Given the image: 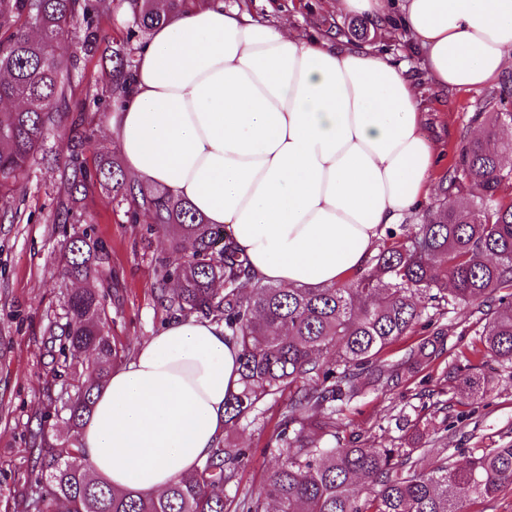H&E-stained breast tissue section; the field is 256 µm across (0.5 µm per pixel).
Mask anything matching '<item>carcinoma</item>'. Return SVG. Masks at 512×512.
<instances>
[{
  "mask_svg": "<svg viewBox=\"0 0 512 512\" xmlns=\"http://www.w3.org/2000/svg\"><path fill=\"white\" fill-rule=\"evenodd\" d=\"M133 23L146 32L180 13L186 0H131ZM112 11L109 0H0V18L21 24L0 39V100L20 99L18 110L0 109V189L16 183L41 150L44 132L59 122L67 78L58 45L76 37L93 53L102 41L97 18ZM338 37L370 41L368 27L351 22L330 27ZM112 92H123L134 59L112 47ZM489 110L477 113L483 133L460 138L438 173L443 195H463L456 207L430 204L420 222L397 237L388 234L368 264L341 283L324 288L261 285L245 296L247 259L224 227L208 224L188 202L159 187H134L112 158L97 161L99 185L131 201L133 215L168 234L175 259L160 266L158 300L173 318L196 316L224 324L240 342V382L225 401V425L234 427L257 412L267 397L289 390L285 421L275 435L279 463L257 495L235 503V512H464L473 497L493 498L512 488V445L469 448L460 464L444 458L419 467L416 448H363L341 440L340 421L372 376L397 386L409 373L430 367L446 350L448 329L440 323L460 307L476 306L487 322L475 330L482 349L474 364L448 367L474 397L485 393V365L512 369V302L494 295L512 288V101L489 95ZM64 280L101 275L98 245L87 231L70 235L60 254ZM62 352L68 368L95 352V380L53 402V414L78 430L92 409L94 392L118 358L106 330L104 295L93 288L67 294ZM426 329L400 360L383 350ZM247 449L220 440L196 471L157 495L115 489L95 479L82 454L39 435L29 507L33 512H226L225 488L247 462ZM366 486L367 506L354 493Z\"/></svg>",
  "mask_w": 512,
  "mask_h": 512,
  "instance_id": "obj_1",
  "label": "carcinoma"
}]
</instances>
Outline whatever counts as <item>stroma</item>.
I'll list each match as a JSON object with an SVG mask.
<instances>
[{"mask_svg": "<svg viewBox=\"0 0 512 512\" xmlns=\"http://www.w3.org/2000/svg\"><path fill=\"white\" fill-rule=\"evenodd\" d=\"M279 3L284 7L281 20L305 34L350 21L331 8L330 0ZM101 27L109 45L134 50L148 38L134 25L129 0H114ZM372 42L392 46L394 55L407 60L424 93L432 94L416 50L395 28L374 27ZM60 52L78 58L67 92L69 110L46 136L47 159L36 160L13 190L0 193V512H25L24 500L35 478L31 431L43 430L61 446L70 442L68 426L44 416L51 399L71 390L74 383L53 333L62 320L66 294L78 287L58 273L66 236L87 228L104 248V266L112 276L93 279L90 285L110 296L108 331L122 359L131 358L170 319L155 292L160 264L170 257L165 234L150 230L146 219L132 220L130 203L114 198L95 179H87L77 196L66 192L71 156H78L91 171L98 157H115L119 151L109 127L110 58L82 57L74 39L62 42ZM484 99L481 90H455L434 100L428 128L439 136L444 151L457 145L462 131L476 128L474 116L482 111ZM447 321V350L429 374H417L393 390L364 388L347 413L343 434L357 435L365 448H390L418 436L425 466L445 457L463 462L469 448L512 446V373L488 364L490 390L483 398H472L446 371L475 344L477 317L461 307L448 314ZM287 403V395H276L262 403L255 422L224 430L226 443L252 453L250 463L229 483L228 496L256 494L277 463L272 442ZM406 403L419 407L420 418L399 429L392 417Z\"/></svg>", "mask_w": 512, "mask_h": 512, "instance_id": "1", "label": "stroma"}]
</instances>
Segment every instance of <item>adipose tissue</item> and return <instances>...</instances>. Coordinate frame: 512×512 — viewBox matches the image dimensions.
I'll return each instance as SVG.
<instances>
[{
	"instance_id": "adipose-tissue-1",
	"label": "adipose tissue",
	"mask_w": 512,
	"mask_h": 512,
	"mask_svg": "<svg viewBox=\"0 0 512 512\" xmlns=\"http://www.w3.org/2000/svg\"><path fill=\"white\" fill-rule=\"evenodd\" d=\"M397 25L437 91L496 81L512 59V0H336ZM428 102L392 54L288 31L222 0L154 28L114 106L137 184L223 225L250 286L322 288L363 268L432 192ZM221 324L173 319L113 370L77 433L93 474L157 494L204 461L238 387Z\"/></svg>"
}]
</instances>
